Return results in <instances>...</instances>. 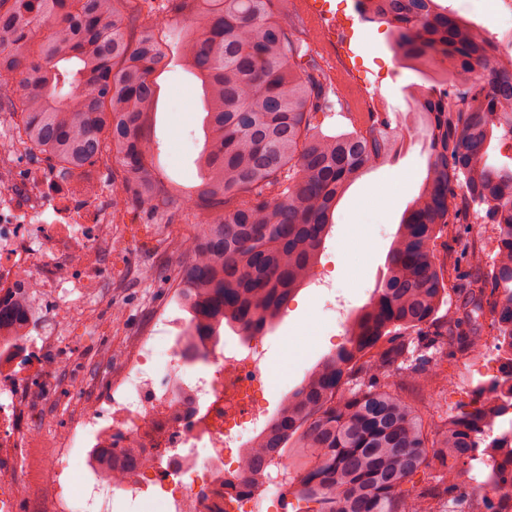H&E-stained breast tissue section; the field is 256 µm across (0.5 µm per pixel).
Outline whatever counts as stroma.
<instances>
[{
	"mask_svg": "<svg viewBox=\"0 0 512 512\" xmlns=\"http://www.w3.org/2000/svg\"><path fill=\"white\" fill-rule=\"evenodd\" d=\"M330 4L339 14L354 17L353 46L368 91L384 102L391 124H400L409 108L406 90L420 83V76L403 67L391 50L386 25L357 20L354 0H330ZM155 80L159 87L151 127L159 143L155 160L164 176L182 190L195 182L194 160L204 144L203 92L199 80L176 61L157 73ZM427 162L428 153L420 137L405 139L400 154L379 162L340 200L320 263L329 271L333 292L350 306L358 308L367 303L380 280L401 216L418 193ZM399 177L405 184L391 196L383 214L361 210L360 204L369 193L386 188ZM170 211L178 232L171 241L160 236L143 215L127 211L122 216L128 245L105 269L106 277L112 280L111 298L103 306L100 319L91 320L85 335L76 339V356L97 377H104L110 369L108 354L118 355L128 349L157 310L166 309L181 318L187 315L178 298L179 265L196 230L195 219L192 210L179 199ZM330 293L303 288L289 302L281 322L267 333L270 370L265 397L271 408H278L330 353L337 333L336 314L326 307ZM494 341L495 333L489 329L482 344L470 350L445 349L443 362L467 366L465 381L452 379L442 386L403 388L406 400L423 413L429 431L444 429L450 420L469 411L478 390L489 386L493 374L486 368L485 347Z\"/></svg>",
	"mask_w": 512,
	"mask_h": 512,
	"instance_id": "stroma-1",
	"label": "stroma"
}]
</instances>
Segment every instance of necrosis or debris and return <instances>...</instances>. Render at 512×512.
<instances>
[{
    "label": "necrosis or debris",
    "instance_id": "necrosis-or-debris-1",
    "mask_svg": "<svg viewBox=\"0 0 512 512\" xmlns=\"http://www.w3.org/2000/svg\"><path fill=\"white\" fill-rule=\"evenodd\" d=\"M15 127L0 132V301L46 299L55 318L36 315L0 327V512L34 497L39 512H79L87 492L100 512L121 498L143 512H270L283 501V473L254 485L241 468L268 427L262 406L268 373L262 339L229 346L209 336L191 346L188 327L158 312L116 362L107 384L81 373L63 334L95 307L111 261L112 207L98 189L60 205L54 176L22 161ZM67 370L80 398L59 423L44 411ZM136 449L133 473L107 448Z\"/></svg>",
    "mask_w": 512,
    "mask_h": 512
}]
</instances>
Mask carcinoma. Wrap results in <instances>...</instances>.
<instances>
[{"label": "carcinoma", "instance_id": "carcinoma-1", "mask_svg": "<svg viewBox=\"0 0 512 512\" xmlns=\"http://www.w3.org/2000/svg\"><path fill=\"white\" fill-rule=\"evenodd\" d=\"M134 0H0V112L16 116L30 156L80 188L112 167V210L132 208L172 223L173 188L156 168L153 74L179 49L201 81L205 144L188 205L204 217L179 267L195 336L228 326L270 330L309 284L347 188L401 144L383 127L321 131L332 111L330 79L290 32L274 0H165L131 36ZM361 18L391 28L392 49L429 83L408 93L409 134L429 153L420 191L405 211L369 301L355 310L346 342L283 400L244 470L288 471L305 512H505L490 492L512 486L494 467L487 482L457 481L478 453L476 435L508 421L486 448L512 440V165L491 152L512 138V60L484 75L493 45L485 31L439 0H356ZM459 87L454 101L448 88ZM465 218L490 224L469 243L470 274L459 305L439 315L455 268L436 251ZM496 330L507 373L492 396L432 439L397 393L405 381L448 382L431 370L448 344L472 348ZM435 463L439 490L415 477Z\"/></svg>", "mask_w": 512, "mask_h": 512}]
</instances>
